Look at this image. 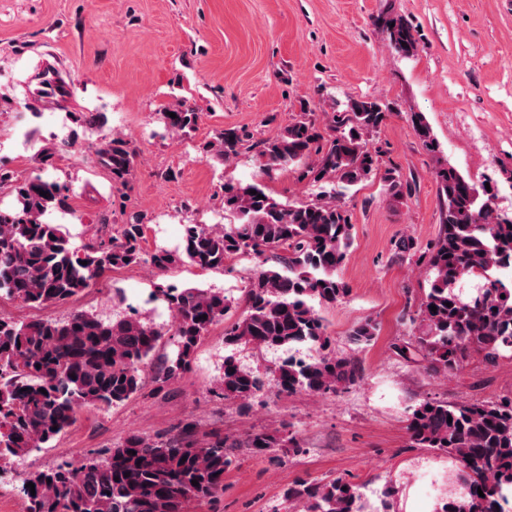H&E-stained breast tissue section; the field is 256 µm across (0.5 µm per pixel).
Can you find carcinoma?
<instances>
[{
	"label": "carcinoma",
	"instance_id": "carcinoma-1",
	"mask_svg": "<svg viewBox=\"0 0 512 512\" xmlns=\"http://www.w3.org/2000/svg\"><path fill=\"white\" fill-rule=\"evenodd\" d=\"M392 23L384 29L390 47L414 53L411 25L402 19ZM40 78L50 95L67 94L55 69H44ZM161 116L165 130L176 133L186 134L198 122V113L184 104ZM386 116L376 100L350 99L326 117L323 132L301 108L279 135L257 143L260 170L268 176L310 161L300 178L319 186L315 198L283 202L257 182L227 181L224 210L235 223L184 224L182 247L175 252H147L146 225L139 216L115 230L101 224L96 239L76 247L63 225L44 220L52 210L69 209L67 187L40 174L20 180L0 167V186H11L18 200L15 208H0V291L29 307L66 304L103 274L131 265L148 263L164 273L181 262L222 270L240 254L262 259L244 289L243 315L232 321L226 315L233 301L224 290L165 280L154 283L148 301L166 305L170 325L147 321L122 296L125 307L116 313L75 312L63 320L27 323L0 316V454L22 457L53 447L80 410L117 405L142 392L148 370L154 391L167 389L191 370L198 345L220 323L226 346L263 350L305 344L316 355L291 356L267 373L229 356L213 390L219 398L249 406L268 377L288 395L335 394L357 381L358 364L331 350L332 337L316 306H333L347 292L339 271L353 245V224L335 203L336 188L347 190L377 174L379 155L369 148L368 136ZM414 128L434 146L422 115H414ZM248 142L241 130L226 128L207 143L206 153L224 163ZM95 155L116 187L129 184L136 159L129 140L105 137ZM382 180L394 199L410 192L393 168ZM435 180L442 200L439 236L424 247L411 237L399 242L401 251L416 254L431 272L412 316L424 332L399 351L422 357L434 373L448 376L472 352L489 364L512 353V281L497 276L512 264V212L494 208L495 188L478 187L451 166L438 169ZM466 279L477 281L468 295L459 289ZM377 333V323L367 319L352 329L350 340L367 346ZM407 431L413 447L448 453L464 473L462 491L441 500L436 512H512L505 508L512 494V398L455 405L428 398L411 409ZM242 446L255 454L275 447L303 452L291 431L278 441L254 433L244 444L221 433L199 438L191 424L172 437L132 435L77 463L65 456L51 469L26 474L27 512H188L191 503L224 493V473ZM287 497L303 502L305 512H366L359 487L341 477L325 483L297 480Z\"/></svg>",
	"mask_w": 512,
	"mask_h": 512
}]
</instances>
